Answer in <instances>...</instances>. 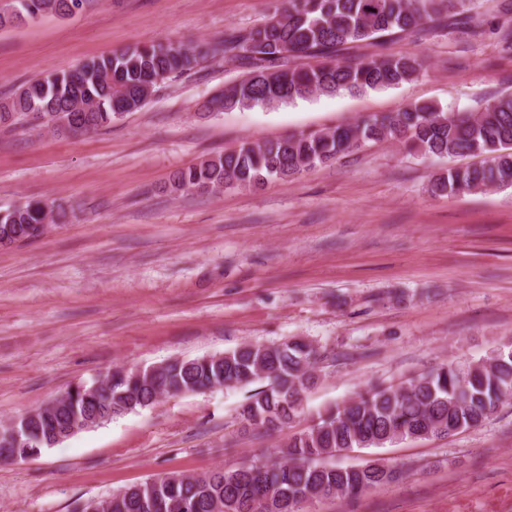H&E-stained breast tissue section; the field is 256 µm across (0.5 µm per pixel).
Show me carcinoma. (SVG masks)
Returning <instances> with one entry per match:
<instances>
[{
  "label": "carcinoma",
  "mask_w": 512,
  "mask_h": 512,
  "mask_svg": "<svg viewBox=\"0 0 512 512\" xmlns=\"http://www.w3.org/2000/svg\"><path fill=\"white\" fill-rule=\"evenodd\" d=\"M485 2L272 0L263 22L234 29L220 41L129 46L35 78L0 104V124L30 116L75 135L96 132L142 108L160 84L217 58L234 63L241 74L202 102L204 112L271 108L297 99L397 87L423 74L425 59L377 47L437 28L475 35L487 16ZM86 5L87 0H12L0 8V27L45 14L66 16ZM495 12L500 43L512 50V0H499ZM384 140L439 159L487 157L479 166L446 169L432 184L435 194L463 196L512 187V93L493 98L475 113L450 114L433 103H410L394 113L325 130L243 142L175 171L169 187L180 194L257 187ZM67 220L66 210L52 203L14 205L0 210V240H35L41 225ZM322 358L314 342L292 336L268 345L243 342L224 353L174 359L158 367H116L94 390L77 385L16 415L21 440L0 447V462L34 456L57 445L58 433L95 427L147 407L161 394L199 393L217 385L266 383L247 397L240 416L249 429L267 433L302 416L304 393L314 384ZM511 401L512 348L441 366L398 386L370 383L288 438L280 462L203 476L173 472L91 499L78 512H300L310 499L356 497L398 478L378 463L339 465L340 453L477 427Z\"/></svg>",
  "instance_id": "1"
}]
</instances>
